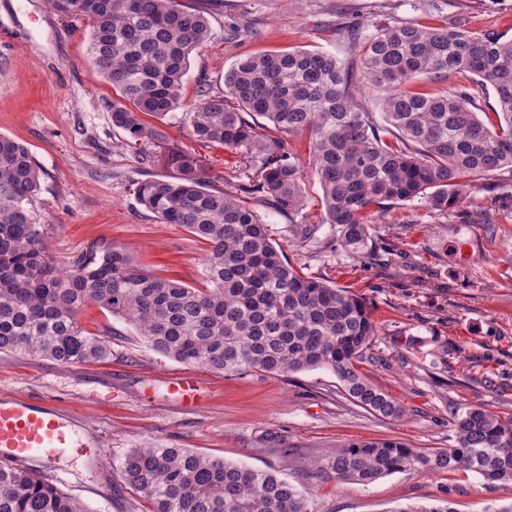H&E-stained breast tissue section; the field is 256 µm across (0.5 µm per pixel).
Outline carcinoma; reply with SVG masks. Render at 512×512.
I'll use <instances>...</instances> for the list:
<instances>
[{
    "label": "carcinoma",
    "mask_w": 512,
    "mask_h": 512,
    "mask_svg": "<svg viewBox=\"0 0 512 512\" xmlns=\"http://www.w3.org/2000/svg\"><path fill=\"white\" fill-rule=\"evenodd\" d=\"M46 2L90 21V57L115 92L103 108L112 128L126 134L124 145L139 157L146 144L167 142L163 125L141 115L162 121L182 106L190 55L212 35L206 9L181 0ZM352 49L360 76L381 95V119L354 100L353 74L330 54L248 56L224 73L227 95L204 90L185 113L196 141L234 157L235 191L212 187L204 160L178 147L162 157L170 175L134 182L145 210L207 244L201 288L161 277L120 246L57 264L34 208L39 167L24 144L0 135V352L66 365L110 358L112 331L92 334L79 323L95 304L176 362L225 374L325 368L357 405L403 417L399 402L356 369L376 336L370 309L293 267L249 200L288 216L304 208L302 160L282 135L306 134L322 187V223L336 227L347 253L367 249L373 206L416 201L448 213L470 182L512 170V37L384 23L354 38ZM461 71L492 89L495 111H473L474 98L459 87L441 96L410 87ZM454 427L451 448L355 442L331 451L317 470L364 485L396 473L460 470L489 484L512 483V417L473 406ZM121 476L150 512H313L309 497L274 472L184 448H133ZM0 512L88 510L41 475L0 465ZM389 512L453 510L440 499L399 503Z\"/></svg>",
    "instance_id": "carcinoma-1"
}]
</instances>
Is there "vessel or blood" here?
Here are the masks:
<instances>
[{
  "label": "vessel or blood",
  "instance_id": "obj_1",
  "mask_svg": "<svg viewBox=\"0 0 512 512\" xmlns=\"http://www.w3.org/2000/svg\"><path fill=\"white\" fill-rule=\"evenodd\" d=\"M202 375L184 372L167 382L170 398L186 408L201 404ZM75 432L55 408L16 396L0 395V461L20 464L31 459L52 461L76 447Z\"/></svg>",
  "mask_w": 512,
  "mask_h": 512
}]
</instances>
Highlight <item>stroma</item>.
<instances>
[{
    "label": "stroma",
    "instance_id": "stroma-1",
    "mask_svg": "<svg viewBox=\"0 0 512 512\" xmlns=\"http://www.w3.org/2000/svg\"><path fill=\"white\" fill-rule=\"evenodd\" d=\"M211 38L190 56L185 102L200 88L224 92V73L258 53L323 51L348 60L352 29L417 20L478 34L512 36V0H210ZM90 23L64 18L46 0H0V135L24 142L41 171L34 207L59 264L112 245L161 276L203 282L207 246L164 224L137 202L132 179L161 177L159 157L175 146L201 155L214 186L232 189L235 170L219 146L195 141L181 111L170 114L168 141L138 159L114 131L103 101L111 85L88 53ZM305 206L294 217L253 207L285 257L302 272L362 299L377 336L358 368L406 410L385 419L353 403L336 375L315 369L288 376L225 375L204 370L203 404L185 408L166 381L184 366L149 349L135 330L92 305L83 328L112 327V355L63 365L48 357L0 353V393L46 400L73 422L86 445L37 470L78 498L88 512H148L128 489L120 464L133 448H186L275 470L307 491L315 512H390L399 503L448 499L454 512H487L512 502V483L474 473L393 474L370 484L325 475L314 463L350 442L396 439L413 448H449L452 416L470 406L512 416V171L468 186L462 203L439 215L417 204L375 214L366 252L349 255L334 225L323 223L322 190L302 168ZM317 225L314 240L298 235ZM474 241L469 261L455 243Z\"/></svg>",
    "mask_w": 512,
    "mask_h": 512
}]
</instances>
